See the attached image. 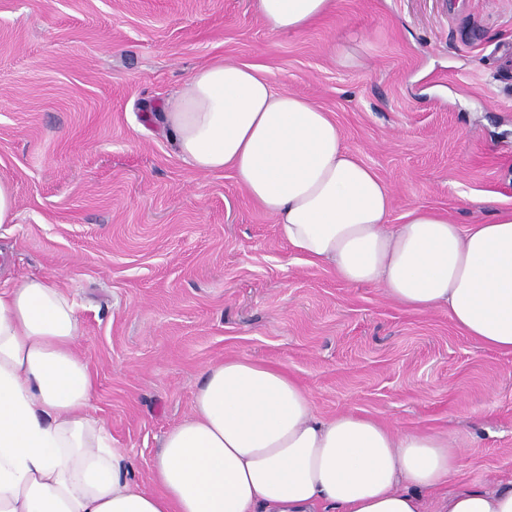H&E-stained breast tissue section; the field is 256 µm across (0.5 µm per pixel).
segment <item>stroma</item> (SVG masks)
Here are the masks:
<instances>
[{"mask_svg": "<svg viewBox=\"0 0 512 512\" xmlns=\"http://www.w3.org/2000/svg\"><path fill=\"white\" fill-rule=\"evenodd\" d=\"M224 60L329 112L345 146L455 223L512 207V0H336L295 35L251 0H0V276L77 305L93 414L151 488L205 366L247 355L309 386L317 416L447 432L448 492L512 485V354L292 250L231 171L183 162L159 120Z\"/></svg>", "mask_w": 512, "mask_h": 512, "instance_id": "35a3bbf8", "label": "stroma"}]
</instances>
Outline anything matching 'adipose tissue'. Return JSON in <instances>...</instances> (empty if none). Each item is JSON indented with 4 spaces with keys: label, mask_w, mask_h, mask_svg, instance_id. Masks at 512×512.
<instances>
[{
    "label": "adipose tissue",
    "mask_w": 512,
    "mask_h": 512,
    "mask_svg": "<svg viewBox=\"0 0 512 512\" xmlns=\"http://www.w3.org/2000/svg\"><path fill=\"white\" fill-rule=\"evenodd\" d=\"M264 27L298 33L336 0H252ZM180 157L232 170L280 237L343 282L414 313L448 312L512 354V207L461 226L447 213L389 215L393 195L331 116L249 65L198 68L162 106ZM76 306L52 278L0 285V512H512V487L442 493L461 468L447 434L315 415L309 387L245 357L208 365L190 414L163 437L154 490L90 412L96 380L76 350Z\"/></svg>",
    "instance_id": "1"
}]
</instances>
